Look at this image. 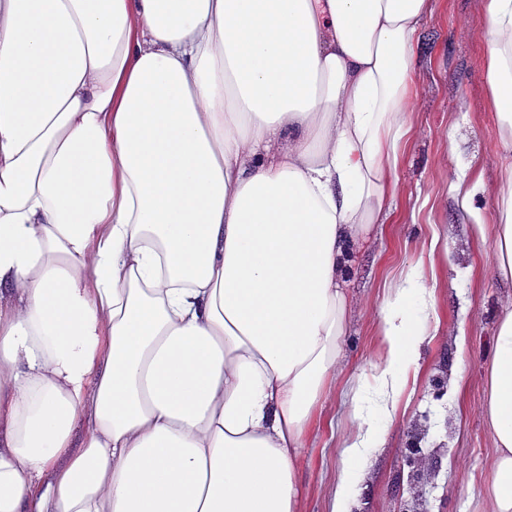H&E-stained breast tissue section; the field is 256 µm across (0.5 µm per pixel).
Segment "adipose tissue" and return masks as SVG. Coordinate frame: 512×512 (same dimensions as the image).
I'll return each instance as SVG.
<instances>
[{
    "label": "adipose tissue",
    "mask_w": 512,
    "mask_h": 512,
    "mask_svg": "<svg viewBox=\"0 0 512 512\" xmlns=\"http://www.w3.org/2000/svg\"><path fill=\"white\" fill-rule=\"evenodd\" d=\"M435 3L0 0V512H297L345 267L389 219ZM487 30L511 154L512 0ZM475 228L512 281V165ZM395 293L382 412L418 370L429 290ZM484 416L488 512H512V299ZM382 440L356 402L332 512Z\"/></svg>",
    "instance_id": "ef3b65f1"
}]
</instances>
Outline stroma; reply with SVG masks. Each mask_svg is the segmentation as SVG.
<instances>
[{
  "instance_id": "obj_1",
  "label": "stroma",
  "mask_w": 512,
  "mask_h": 512,
  "mask_svg": "<svg viewBox=\"0 0 512 512\" xmlns=\"http://www.w3.org/2000/svg\"><path fill=\"white\" fill-rule=\"evenodd\" d=\"M489 0H436L426 17L411 83L408 134L393 177V221L371 225L344 286L350 305L340 366L330 378L298 459V512H331L348 466L341 443L351 428L355 389L381 363L377 321L398 284L416 269L435 274V316L424 323L419 369L384 422L385 436L361 470L353 512H486L495 456L481 414L495 326L512 285L491 277L485 250L459 211L458 176L482 177L474 200L494 218L507 162L482 72ZM430 468L418 472L410 449Z\"/></svg>"
}]
</instances>
